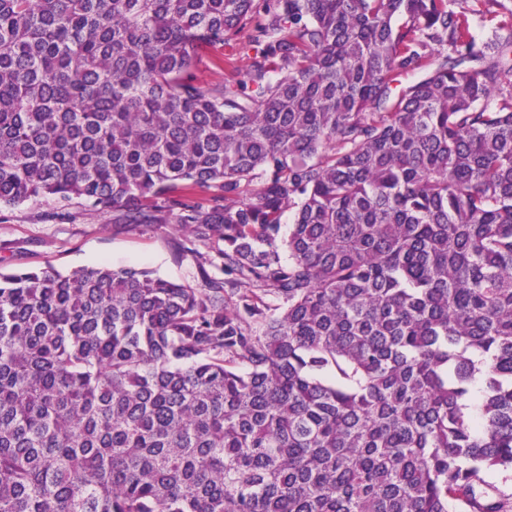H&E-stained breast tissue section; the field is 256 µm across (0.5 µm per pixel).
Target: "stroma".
I'll return each instance as SVG.
<instances>
[{"instance_id":"35a3bbf8","label":"stroma","mask_w":512,"mask_h":512,"mask_svg":"<svg viewBox=\"0 0 512 512\" xmlns=\"http://www.w3.org/2000/svg\"><path fill=\"white\" fill-rule=\"evenodd\" d=\"M51 200L0 209V269L53 266L68 272L102 264L136 267L193 288L223 278L220 263L201 262L191 250H176L167 224L136 227L114 223L111 214L72 200L57 218Z\"/></svg>"}]
</instances>
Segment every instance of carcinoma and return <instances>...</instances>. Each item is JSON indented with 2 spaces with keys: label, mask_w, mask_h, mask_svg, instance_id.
Instances as JSON below:
<instances>
[{
  "label": "carcinoma",
  "mask_w": 512,
  "mask_h": 512,
  "mask_svg": "<svg viewBox=\"0 0 512 512\" xmlns=\"http://www.w3.org/2000/svg\"><path fill=\"white\" fill-rule=\"evenodd\" d=\"M497 29L451 0H0V208L166 217L225 275L0 271V512H512ZM193 74L199 84L207 86L224 81L230 73L229 70L224 69V64L221 67H216L204 59L195 66Z\"/></svg>",
  "instance_id": "carcinoma-1"
}]
</instances>
